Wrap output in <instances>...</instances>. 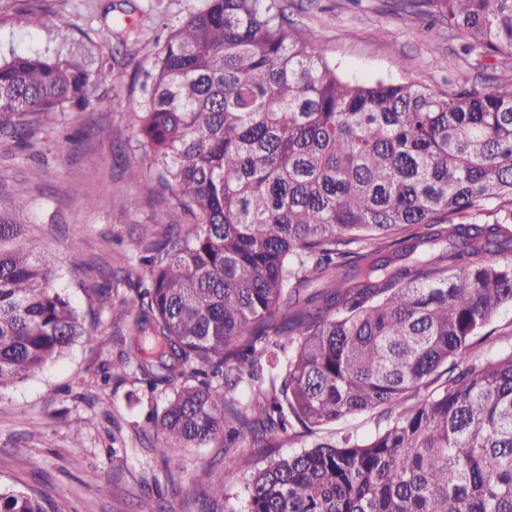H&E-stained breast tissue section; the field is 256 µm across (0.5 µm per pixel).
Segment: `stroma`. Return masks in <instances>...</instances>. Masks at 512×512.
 Instances as JSON below:
<instances>
[{"label":"stroma","mask_w":512,"mask_h":512,"mask_svg":"<svg viewBox=\"0 0 512 512\" xmlns=\"http://www.w3.org/2000/svg\"><path fill=\"white\" fill-rule=\"evenodd\" d=\"M203 0H0V59L24 48L75 54L89 69L117 58L114 77L82 111L37 126L27 149L0 138V214L25 227L26 244L50 263L53 288L76 309L88 332L35 376L0 390V488L39 495L47 512H139L145 495L166 512H205L215 477L230 474V502L244 506L253 473L271 457L344 434L365 439L385 426L379 412L324 427L316 437L288 436L280 447H225L215 440L182 448L165 468L147 419L162 414L164 392L135 375L112 378L133 318L129 299L145 276L147 243L160 240L154 221L167 210L190 223L167 188L142 190L143 161L134 115L139 66L152 61L169 26ZM291 25L316 32L318 47L352 82L410 81L436 92L460 85L512 84V64L492 65L465 53L463 42L428 8L398 9L394 0H282ZM77 148L59 143L74 131ZM139 208H130V198Z\"/></svg>","instance_id":"stroma-1"}]
</instances>
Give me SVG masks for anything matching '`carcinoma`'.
I'll return each instance as SVG.
<instances>
[{
    "label": "carcinoma",
    "instance_id": "obj_1",
    "mask_svg": "<svg viewBox=\"0 0 512 512\" xmlns=\"http://www.w3.org/2000/svg\"><path fill=\"white\" fill-rule=\"evenodd\" d=\"M428 5L465 52L512 62V0ZM110 70L0 60V136L26 147ZM141 92L146 166L194 222L159 217L112 378L172 390L151 420L165 465L225 433L274 448L382 409L370 438L258 470L244 512H512V350L457 371L512 306V86L352 83L279 0H206ZM21 235L0 216V390L87 335ZM0 512L46 510L12 490Z\"/></svg>",
    "mask_w": 512,
    "mask_h": 512
}]
</instances>
